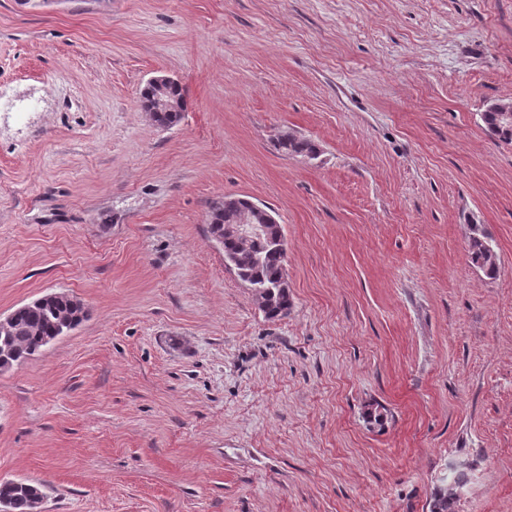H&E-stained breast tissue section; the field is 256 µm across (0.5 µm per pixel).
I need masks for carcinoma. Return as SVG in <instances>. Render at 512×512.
Instances as JSON below:
<instances>
[{"instance_id":"1","label":"carcinoma","mask_w":512,"mask_h":512,"mask_svg":"<svg viewBox=\"0 0 512 512\" xmlns=\"http://www.w3.org/2000/svg\"><path fill=\"white\" fill-rule=\"evenodd\" d=\"M481 119L487 129L499 140L512 143V128L505 130L497 122L494 112H484ZM278 147L287 154L313 157L316 146L308 139L285 133L278 139ZM240 213L226 206L225 197L214 199L209 204L208 233L212 240H223L224 258L236 262V272L249 279L255 287L268 291L267 301L275 319L288 314L290 297L279 291L278 285L285 280V258L262 239L244 241L224 232V226L238 222ZM471 263L487 276L498 273L494 250L490 249L488 237L478 225L471 226L468 243ZM81 306L65 294H57L52 301L40 307L22 304L12 311L9 329L0 330V360L9 359L14 364L41 353L46 337L67 323L82 321ZM464 472L456 474L453 483L438 489L430 504V512H455L454 504L458 490L466 485ZM46 498L43 485L37 482L19 480L0 481V502H5L8 512H38Z\"/></svg>"}]
</instances>
